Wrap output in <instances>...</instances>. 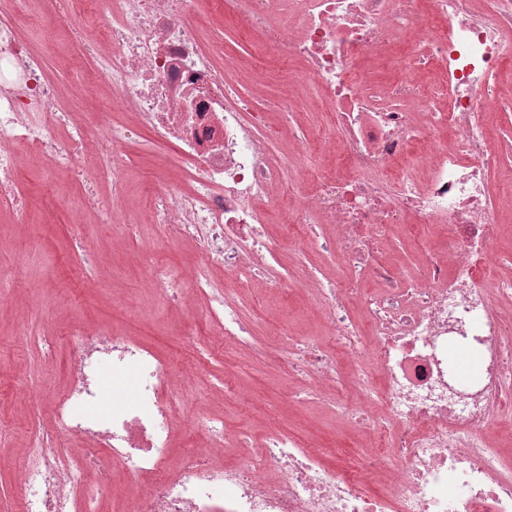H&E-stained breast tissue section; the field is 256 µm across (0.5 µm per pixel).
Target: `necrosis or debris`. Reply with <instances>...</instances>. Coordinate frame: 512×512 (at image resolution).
<instances>
[{
    "label": "necrosis or debris",
    "mask_w": 512,
    "mask_h": 512,
    "mask_svg": "<svg viewBox=\"0 0 512 512\" xmlns=\"http://www.w3.org/2000/svg\"><path fill=\"white\" fill-rule=\"evenodd\" d=\"M26 3L0 17V208L26 223L15 183L25 147L49 174L86 186L113 239L129 238L133 225L119 221L127 148L147 134L175 144L159 158L172 176L150 186L142 221L170 245L193 242L196 261L187 273L151 259L153 291L174 306L196 296L210 336L264 349L243 296L293 292L274 266L283 245L262 231L269 209L287 205L299 233L285 246L333 250L347 275L317 286L325 335L292 339L283 361L371 446L357 466H330L283 434L252 452L244 433L236 462L218 465L224 421L197 417L185 430L207 452L171 463L168 364L110 327L71 328L67 386L51 426L30 439L20 504L1 499L0 512H512V466L493 441L512 427V318L490 298H512V279L494 276L493 248L495 181L512 172L489 122L506 99L512 0H43L51 29L85 33L93 67L81 93L108 89L128 116L107 125L65 110L20 35ZM216 10L287 71L273 103L225 79L236 55L203 42ZM374 60L389 64L387 82L374 84ZM299 81L331 122L313 139L282 119ZM315 151L334 165L311 168ZM407 225L448 242L426 251L421 281L379 259ZM461 347L478 356L473 372L450 357ZM104 365L113 379L133 376L134 402L100 411ZM66 438L91 445L72 459Z\"/></svg>",
    "instance_id": "1"
}]
</instances>
